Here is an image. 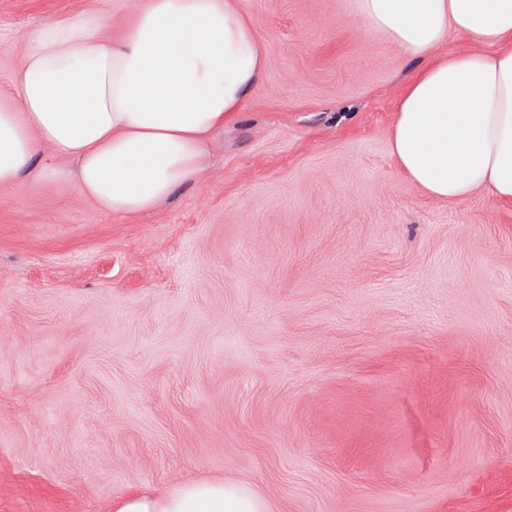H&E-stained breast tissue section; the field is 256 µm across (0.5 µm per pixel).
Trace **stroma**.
<instances>
[{
  "label": "stroma",
  "instance_id": "35a3bbf8",
  "mask_svg": "<svg viewBox=\"0 0 512 512\" xmlns=\"http://www.w3.org/2000/svg\"><path fill=\"white\" fill-rule=\"evenodd\" d=\"M239 2L263 75L164 205L0 188V512L198 480L269 512H512V204L405 179L423 62L357 0ZM81 6L0 0V91Z\"/></svg>",
  "mask_w": 512,
  "mask_h": 512
}]
</instances>
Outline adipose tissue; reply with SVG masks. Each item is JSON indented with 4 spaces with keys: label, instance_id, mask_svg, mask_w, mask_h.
<instances>
[{
    "label": "adipose tissue",
    "instance_id": "ef3b65f1",
    "mask_svg": "<svg viewBox=\"0 0 512 512\" xmlns=\"http://www.w3.org/2000/svg\"><path fill=\"white\" fill-rule=\"evenodd\" d=\"M358 11L367 31L425 62L393 127L403 176L436 198L484 188L512 201V0H359ZM104 23L102 0H86L30 31L0 93V187L70 181L99 209L133 217L196 177L265 58L237 0H135L116 33ZM452 32L482 51L435 55ZM112 512L268 508L246 485L195 481L133 492Z\"/></svg>",
    "mask_w": 512,
    "mask_h": 512
}]
</instances>
